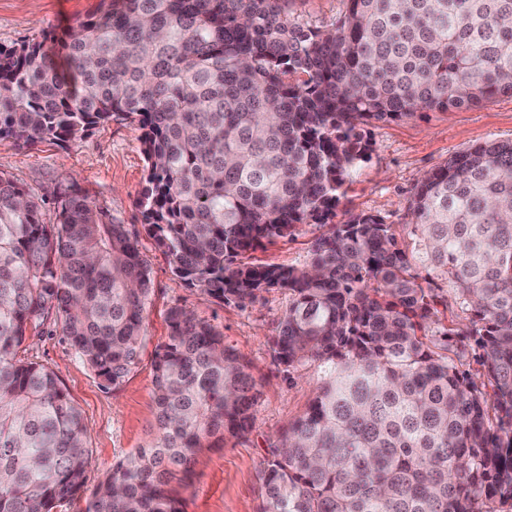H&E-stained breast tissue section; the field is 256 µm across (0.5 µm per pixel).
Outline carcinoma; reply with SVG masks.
<instances>
[{"label":"carcinoma","mask_w":512,"mask_h":512,"mask_svg":"<svg viewBox=\"0 0 512 512\" xmlns=\"http://www.w3.org/2000/svg\"><path fill=\"white\" fill-rule=\"evenodd\" d=\"M291 0H100L56 36L0 46V138L68 143L112 121L141 130L142 223L172 273L244 305L291 297L270 340L323 378L271 445L261 512H512V141L426 173L407 240L370 215L327 224L366 156L356 126L512 95V0H345L328 29ZM54 204V219L44 205ZM300 267L243 261L302 224ZM470 313L492 393L448 357L438 295ZM149 270L123 224L58 182L0 173V512H52L84 486L87 428L57 376L21 358L61 325L106 385L145 337ZM153 364L157 435L120 460L85 512H183L170 479L210 439L250 432L260 391L208 321L169 314Z\"/></svg>","instance_id":"cac0c4a2"}]
</instances>
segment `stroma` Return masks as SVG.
I'll return each instance as SVG.
<instances>
[{
	"label": "stroma",
	"instance_id": "1",
	"mask_svg": "<svg viewBox=\"0 0 512 512\" xmlns=\"http://www.w3.org/2000/svg\"><path fill=\"white\" fill-rule=\"evenodd\" d=\"M98 5L99 0H0V45L62 31ZM356 131L367 153L341 190L334 221L341 224L354 215H371L399 234L408 221L412 189L425 172L477 144L512 140V96L500 95L472 109L372 121L358 125ZM0 172L34 189L74 182L88 201L137 236L150 271L146 340L138 364L118 389L102 385L54 323H45L24 344V357L53 371L84 417L89 450L85 491H92L116 462L153 439V359L168 337L169 310L182 307L208 320L223 334L225 344L249 361L261 396L246 439H229L203 449L187 476L172 487L184 512H259L260 472L270 447L305 412L322 376L315 362L287 374L271 360L270 338L290 303L288 291L262 293L241 307L208 297L172 273L167 257L156 249L141 222L137 200L145 186L146 162L139 132L128 122L96 127L82 140L67 144L46 140L22 146L10 138L0 139ZM320 232L318 225H302L293 236L251 252L249 260L301 266ZM437 286L439 321L431 326L430 335L454 328L449 357L460 371L483 374L474 341L465 334L468 313L457 304L450 283L441 280Z\"/></svg>",
	"mask_w": 512,
	"mask_h": 512
}]
</instances>
